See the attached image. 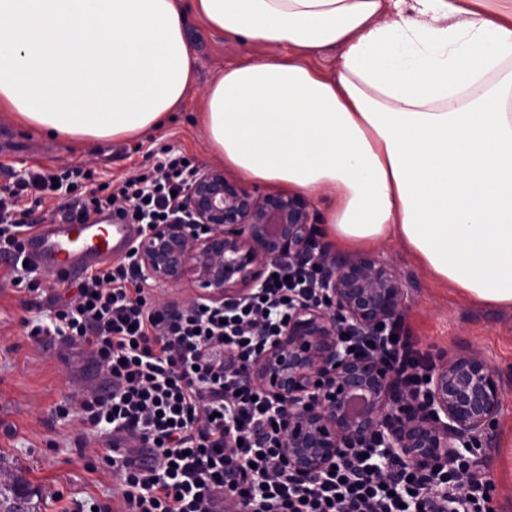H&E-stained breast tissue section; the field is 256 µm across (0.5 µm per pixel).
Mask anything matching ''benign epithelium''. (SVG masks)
I'll list each match as a JSON object with an SVG mask.
<instances>
[{
    "label": "benign epithelium",
    "mask_w": 512,
    "mask_h": 512,
    "mask_svg": "<svg viewBox=\"0 0 512 512\" xmlns=\"http://www.w3.org/2000/svg\"><path fill=\"white\" fill-rule=\"evenodd\" d=\"M184 207L189 222L154 224L133 246L144 277L189 279L194 300L221 305L251 295L283 259H310L320 271L325 304L289 311L246 373L287 405L281 448L292 471L310 481L344 449L376 436L383 455L427 479L491 441L503 380L479 351L440 359L422 398L391 360L349 353L343 332L374 336L402 316L405 281L384 259L341 258L321 246L306 196L260 193L202 167L184 190Z\"/></svg>",
    "instance_id": "obj_1"
}]
</instances>
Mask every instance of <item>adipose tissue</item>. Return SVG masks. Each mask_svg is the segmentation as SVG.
I'll return each mask as SVG.
<instances>
[{
	"instance_id": "ef3b65f1",
	"label": "adipose tissue",
	"mask_w": 512,
	"mask_h": 512,
	"mask_svg": "<svg viewBox=\"0 0 512 512\" xmlns=\"http://www.w3.org/2000/svg\"><path fill=\"white\" fill-rule=\"evenodd\" d=\"M190 9L272 49L205 91L227 168L336 197L338 249L397 240L512 310V0H0V111L85 148L161 128L194 87Z\"/></svg>"
}]
</instances>
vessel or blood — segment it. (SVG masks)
Returning a JSON list of instances; mask_svg holds the SVG:
<instances>
[{"label":"vessel or blood","instance_id":"b4317fda","mask_svg":"<svg viewBox=\"0 0 512 512\" xmlns=\"http://www.w3.org/2000/svg\"><path fill=\"white\" fill-rule=\"evenodd\" d=\"M136 235V225L117 218L82 224L52 219L25 235L23 254L38 272L68 283L122 256Z\"/></svg>","mask_w":512,"mask_h":512}]
</instances>
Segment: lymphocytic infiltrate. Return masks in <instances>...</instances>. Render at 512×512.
Wrapping results in <instances>:
<instances>
[{
	"instance_id": "lymphocytic-infiltrate-1",
	"label": "lymphocytic infiltrate",
	"mask_w": 512,
	"mask_h": 512,
	"mask_svg": "<svg viewBox=\"0 0 512 512\" xmlns=\"http://www.w3.org/2000/svg\"><path fill=\"white\" fill-rule=\"evenodd\" d=\"M194 171L166 146L151 169L116 184L90 170L33 167L0 188V256L11 283L47 302L30 336L61 337L104 374L105 390H87L58 408L104 437L101 459L119 475L118 498L97 512H231L239 503L247 512H488L490 487L467 457L439 471L425 491L413 470L378 457L371 440L348 448L314 481L289 470L283 405L245 373L294 305L323 303L312 265L281 261L250 298L179 310L148 296L131 252L87 274L66 300L49 294L26 266L21 238L32 227V208L46 198L67 197L63 216L114 213L143 233L183 219L179 193ZM345 342L357 353H386L417 388L432 366L400 319L379 335ZM378 468L386 478H373Z\"/></svg>"
}]
</instances>
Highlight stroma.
<instances>
[{"label": "stroma", "instance_id": "1", "mask_svg": "<svg viewBox=\"0 0 512 512\" xmlns=\"http://www.w3.org/2000/svg\"><path fill=\"white\" fill-rule=\"evenodd\" d=\"M186 37L198 61L196 85L182 110L162 129L84 150L26 129L0 112V158L5 161L0 186L34 166L91 168L103 179L118 182L150 168L155 151L165 145L181 150L195 166L220 165L196 120L204 108L205 91L225 67L266 55L269 49L219 34L191 13L186 16ZM372 252L391 262L404 278L403 319L421 352L437 359L475 349L500 371L502 410L479 472L491 483L494 512H512V488L499 479L501 450L506 435L512 434V312L474 306L454 289L434 283L396 240L381 241ZM29 315L28 296L14 290L8 264L0 258V468L28 483L32 512L107 502L117 497L120 482L100 460L102 438L88 437L85 447H77L74 421L56 413L67 397L101 387L103 378L78 348L58 338L28 336L23 320ZM54 490L61 501L51 499Z\"/></svg>", "mask_w": 512, "mask_h": 512}]
</instances>
